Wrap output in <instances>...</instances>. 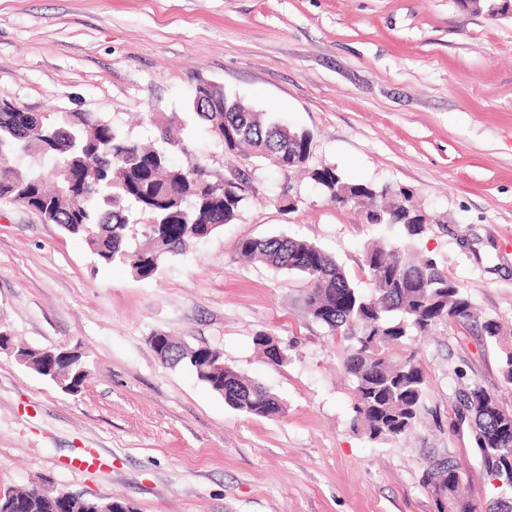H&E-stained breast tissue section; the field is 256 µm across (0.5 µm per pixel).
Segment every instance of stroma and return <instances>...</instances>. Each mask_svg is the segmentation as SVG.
<instances>
[{
	"mask_svg": "<svg viewBox=\"0 0 512 512\" xmlns=\"http://www.w3.org/2000/svg\"><path fill=\"white\" fill-rule=\"evenodd\" d=\"M203 80L310 131L315 164L410 190L432 219L413 251L512 335L511 18L456 0H0V104L93 112L144 143L150 113L175 112L185 149L172 160L225 178L221 145L188 109ZM245 195L236 220L148 279L0 204V329L75 350L90 371L71 395L0 351V491L50 482L133 512H437L424 477L439 453L461 462L470 500L496 497L453 410L475 381L512 411L498 344L445 322L406 340L426 374L421 420L370 440L354 422L345 343L309 314L306 280L235 251L243 238L303 239L368 294L367 246L404 241L402 227L363 223L272 167ZM158 332L217 348L284 413L228 407L160 360L148 343ZM260 335L277 341L280 364Z\"/></svg>",
	"mask_w": 512,
	"mask_h": 512,
	"instance_id": "stroma-1",
	"label": "stroma"
}]
</instances>
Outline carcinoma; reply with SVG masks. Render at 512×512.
Wrapping results in <instances>:
<instances>
[{
	"label": "carcinoma",
	"mask_w": 512,
	"mask_h": 512,
	"mask_svg": "<svg viewBox=\"0 0 512 512\" xmlns=\"http://www.w3.org/2000/svg\"><path fill=\"white\" fill-rule=\"evenodd\" d=\"M460 7L497 18L496 0H457ZM192 109L212 126L224 154L241 158L246 167L231 168L230 178H218L200 163L174 165L173 148L183 149L177 114L159 116L163 146L147 147L130 141L112 121L89 112H29L0 104V201H11L44 214L48 222L85 246L94 262L122 263L135 276H154L169 256L180 255L192 241L210 237L234 221L243 205L238 184L249 172L282 156L283 174L303 171L330 202L360 205L379 224L402 226L405 237L422 236L426 216L412 203L407 190L393 192L371 183L350 181L336 168L312 163L314 137L295 131L256 111L249 103L214 84L199 82ZM146 226L145 240L132 249L127 231ZM236 251L246 259L296 272L307 280L308 312L345 342L343 361L354 383L357 420L364 422L374 441L408 434L420 418L426 383L415 353L392 360L390 346L409 336H425L445 321L467 326L473 306L463 288L443 272L435 259L416 260L407 245L376 244L364 259V271L374 285L368 296L349 279L336 259L314 243L288 237L244 238ZM484 339L499 343L501 325L490 318L475 323ZM174 349L162 361L188 368L224 403L249 416L273 418L284 412L281 400L261 383L224 368L219 374L199 358L198 348L171 341ZM29 368L74 394L88 373L80 358L41 349L19 347ZM489 392L473 381L456 394L455 416L468 412L466 423L475 446L486 450L484 469L512 489V411L490 412ZM429 460L427 474L453 489L461 487L460 467ZM91 499L59 488L41 486L14 490L0 499V512H96ZM471 512H512V499L499 496Z\"/></svg>",
	"instance_id": "obj_1"
}]
</instances>
